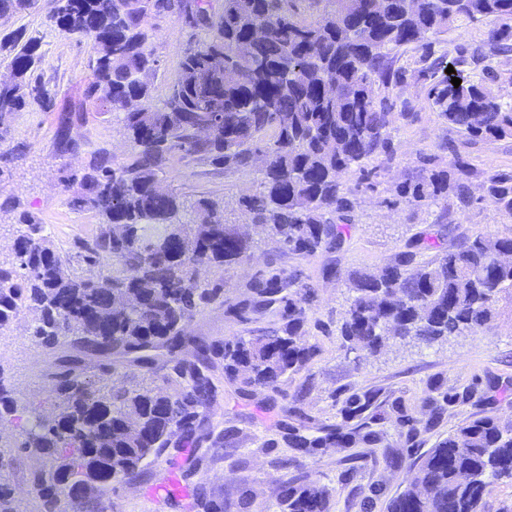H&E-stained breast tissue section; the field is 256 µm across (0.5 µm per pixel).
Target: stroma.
Masks as SVG:
<instances>
[{
  "instance_id": "obj_1",
  "label": "stroma",
  "mask_w": 512,
  "mask_h": 512,
  "mask_svg": "<svg viewBox=\"0 0 512 512\" xmlns=\"http://www.w3.org/2000/svg\"><path fill=\"white\" fill-rule=\"evenodd\" d=\"M54 6L55 0H38L32 10L0 21V35L22 27L40 36L45 56L42 78L53 94L54 104L52 111L25 109L10 119L5 147L22 142L29 153L23 164L0 176V195L16 198L20 210L45 226L52 246L68 255L72 268L81 273L86 265L78 256V242L96 235L100 224L94 213L71 210L65 203L63 162L54 150L56 109L70 104L83 106L85 121L75 128V135L91 146H106L116 163H127L130 154L112 113L85 99L90 78L89 47L85 39L49 27L47 17ZM155 26L158 37L154 49L159 66L152 83L153 98L159 101L176 77L186 36L169 15L157 18ZM486 32L483 24L451 28L432 37V56L456 57L458 49L481 43ZM421 54V48L414 46L399 52L394 66L404 71L405 81L387 91L398 114L391 125L395 160L381 171L371 189L360 184L358 172L349 171L341 177L344 187L358 198L341 250L303 258L280 255L274 245L261 243L254 248L252 260L231 277H224L217 269L206 273L212 281L225 279V297L231 301L236 299L239 286L273 259L281 260L287 269L302 271L316 288L309 312L315 326L307 341L318 351L310 367L284 377L275 392L258 389L243 398L234 387H225L210 413L212 434L198 449L204 461L189 483L203 488L208 496L223 499L226 512H238L237 503L246 495L251 498L248 512H278L277 492L284 475L278 461L285 452L278 431L279 407L302 385L307 388L300 403L303 413L317 423L344 428L350 422L341 413L342 402L355 392L372 390L379 400L389 403L402 400L409 415L420 418L425 414L422 400L435 383L459 393L470 385L477 388L475 396L449 406L443 421L411 445L403 438L405 427L398 423L396 413L387 412L380 427L387 432L394 453L402 458L396 472H389L384 460L354 458L349 448H322L314 456L298 457L296 475L310 476L327 488L329 512H361L359 504L365 497L374 501L371 512H386L388 500L406 487L413 462L447 437L459 422L484 415L512 421V298L506 296L499 301L497 316L479 332L451 336L430 346L394 340L378 354H355L347 351L339 333L350 297V271L383 266L418 235L428 236L439 249L449 247L462 235H512V218L486 200L462 211L447 208L442 202L419 207L387 205L395 184L419 175L423 158L440 154L450 142L477 168L512 170V139L469 142L439 117L428 95L436 78L425 70ZM405 112L414 113V120L403 121L401 115ZM161 179L169 189L188 199L205 197L232 203L240 195L258 189L260 174L254 168L227 172L178 152L165 166ZM331 259L338 273L326 279L322 269ZM29 322V317H19L11 335L0 338V367L20 403L46 407L51 400V384L43 368L53 355L30 341L26 334ZM275 322V317L269 316L246 326L228 318L223 305L213 303L196 314L188 329L207 340L221 341L261 334ZM0 441L6 446L0 453V474L23 493L24 512H42L40 500L25 493L39 461L17 449L18 433L12 427L0 432ZM185 465V460H172L166 452L150 457L143 474L132 483H116L100 492L104 512H197L193 497H168L157 491L163 481L178 478Z\"/></svg>"
}]
</instances>
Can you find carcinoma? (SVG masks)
<instances>
[{"label":"carcinoma","mask_w":512,"mask_h":512,"mask_svg":"<svg viewBox=\"0 0 512 512\" xmlns=\"http://www.w3.org/2000/svg\"><path fill=\"white\" fill-rule=\"evenodd\" d=\"M49 26L87 39L92 78L85 97L106 112L121 114L131 161L117 165L105 147L71 136L84 121L82 107L57 116L55 153L83 164L68 174V204L95 213L100 230L79 242L87 269L76 273L70 259L48 243L44 226L27 213L19 219L13 259L0 260V336L22 311L35 318L26 332L46 350L65 348L46 373L55 403L51 412L14 398L0 383V422L26 420L19 448L47 465L33 472L26 494L44 512H62L60 497L81 476L106 488L140 474L152 455L182 452L208 436V414L221 381L245 395L254 388L279 391L281 378L312 362L316 347L304 341L314 285L298 270L267 264L242 285L235 302L224 299V281L203 282L201 271L226 273L252 253L253 241L225 217L224 205L155 183L175 151L226 170L254 167L266 155L260 189L241 195L236 210L257 232L289 254L332 253L344 241L357 199L345 191L342 174L358 168L361 179L377 174L367 161L391 163L392 107L385 89L403 82L393 54L457 22H487L486 39L472 53L480 72L450 62L430 90L439 116L471 141L512 139V98L495 89L498 76L486 61L512 52V0H183L177 15L191 32L178 75L163 106L152 105L150 77L157 69L150 19L174 0H137L125 14L113 0H55ZM37 0H0V17L35 7ZM312 9V20L305 12ZM41 38L18 28L0 38V56L10 59L14 81L0 85V107L19 112L53 106L36 74ZM461 79L459 86L452 77ZM26 146L0 150L4 168L24 159ZM483 199L512 216V171L479 170L458 148L448 157L423 158L422 174L393 190L390 204L421 206L443 200L464 209L474 202L472 180ZM428 246L416 236L375 272L349 274L348 309L340 327L347 350L377 353L391 338L423 345L456 333L476 332L512 293V266L496 254L512 251L511 236L462 237L424 258ZM108 265L109 275L94 272ZM222 301L224 313L249 322L271 313L272 330L208 343L188 331L201 308ZM101 363L88 380L84 360ZM136 369L178 382L168 394L158 386L130 389L117 368ZM471 390L427 399L424 419L408 417L407 441L433 430L445 405ZM293 403L279 423L285 445L301 456L320 448H379L383 436L360 423L348 430L331 425L307 433L310 418ZM377 401V393H354L344 413L354 419ZM512 481V423L484 415L465 419L416 463L412 482L387 504V512H484L494 480ZM14 488L0 481V512H18ZM279 512H329L328 491L295 475L285 476Z\"/></svg>","instance_id":"1"}]
</instances>
